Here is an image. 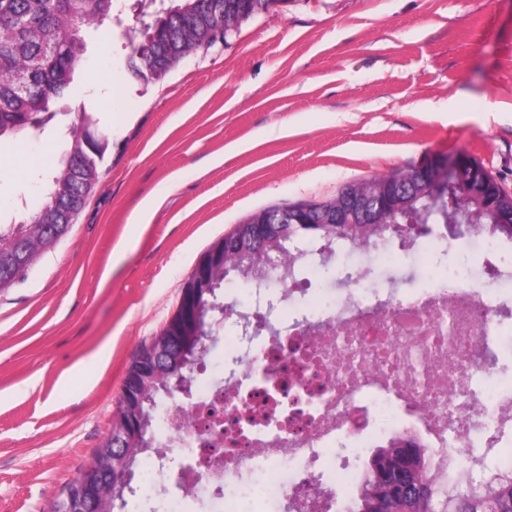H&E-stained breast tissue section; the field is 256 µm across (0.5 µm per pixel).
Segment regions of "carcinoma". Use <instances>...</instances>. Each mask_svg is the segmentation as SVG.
I'll list each match as a JSON object with an SVG mask.
<instances>
[{"mask_svg":"<svg viewBox=\"0 0 512 512\" xmlns=\"http://www.w3.org/2000/svg\"><path fill=\"white\" fill-rule=\"evenodd\" d=\"M117 0H92L81 14L73 13L69 0H0V139L29 134L25 114L47 113L67 91L83 61L84 33L92 28L110 29ZM280 0H177L158 16L149 30L157 36L132 45L131 71L143 79H160L203 46L224 38V14L242 19L270 9ZM23 17L20 29L15 20ZM35 69V89L17 91L14 74ZM95 123L87 113L66 132L67 150L94 148L92 167L65 164V156L50 163L43 201L28 219L30 224H60L66 211L79 210L100 183L105 137L95 136ZM461 217L471 221L468 231L502 235L512 240V227L489 224L471 205L461 206ZM380 228L366 238L348 230L336 231L333 241L353 246L371 244L385 236ZM351 512H512V480L468 481L448 495L432 477L431 453L423 444L397 433L379 445L367 461L352 499Z\"/></svg>","mask_w":512,"mask_h":512,"instance_id":"carcinoma-1","label":"carcinoma"}]
</instances>
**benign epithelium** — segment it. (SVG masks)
<instances>
[{"mask_svg": "<svg viewBox=\"0 0 512 512\" xmlns=\"http://www.w3.org/2000/svg\"><path fill=\"white\" fill-rule=\"evenodd\" d=\"M448 194V207L458 208L466 198L481 202L493 224L512 225V192L505 191L488 169L476 161L450 164L434 162L415 168L393 180H372L346 186L335 199L322 204L298 203L285 218L274 219L269 211L254 212L236 230L209 248L195 265L186 282L175 313L168 320L148 351L129 367L120 394V407L112 423V440L99 449L96 470L83 475L85 492L95 495L99 507L73 502L71 496L55 503V512H111L113 491L126 485L131 473L126 466L125 442L136 446L152 445V421L142 404L161 388L173 364L193 346L206 349V341L217 332L223 319L202 323L212 297V282L228 271L227 258L240 251L262 253L278 242L298 235L307 228L319 229L327 237L336 236V225L355 227L366 224L377 228L394 215H403L412 199L434 198L438 192ZM67 224H53L38 230L39 244L20 250L19 254L0 252V270L18 267L26 270L35 257L68 230Z\"/></svg>", "mask_w": 512, "mask_h": 512, "instance_id": "1", "label": "benign epithelium"}]
</instances>
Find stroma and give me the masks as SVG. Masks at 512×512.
Returning <instances> with one entry per match:
<instances>
[{
    "label": "stroma",
    "mask_w": 512,
    "mask_h": 512,
    "mask_svg": "<svg viewBox=\"0 0 512 512\" xmlns=\"http://www.w3.org/2000/svg\"><path fill=\"white\" fill-rule=\"evenodd\" d=\"M122 22L85 34L74 85L40 136L0 149V224L25 222L35 176L64 130L93 112L109 147L75 224L0 294V512H49L102 447L129 365L174 314L202 254L255 211L334 199L350 183L474 159L512 192V0H278L164 78L131 73ZM153 196L149 221L134 216ZM317 255L313 287L335 298L370 268L391 294L428 287L436 263L469 260L512 320V266L493 267L466 225ZM304 297L230 272L220 296L248 308ZM108 350L107 366L97 355ZM498 445L458 452L474 479L512 464Z\"/></svg>",
    "instance_id": "35a3bbf8"
}]
</instances>
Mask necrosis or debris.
Segmentation results:
<instances>
[{
    "instance_id": "1",
    "label": "necrosis or debris",
    "mask_w": 512,
    "mask_h": 512,
    "mask_svg": "<svg viewBox=\"0 0 512 512\" xmlns=\"http://www.w3.org/2000/svg\"><path fill=\"white\" fill-rule=\"evenodd\" d=\"M438 280L383 300L359 278L346 298L259 328L239 370L162 417L185 466L171 492L144 478L142 495L161 499L153 512H187L199 495L224 512L241 500L254 512H346L334 475L359 474L390 434L383 413L444 454L481 447L468 406L479 392L490 421L504 396L491 347L503 329L497 300L462 262L441 266Z\"/></svg>"
}]
</instances>
